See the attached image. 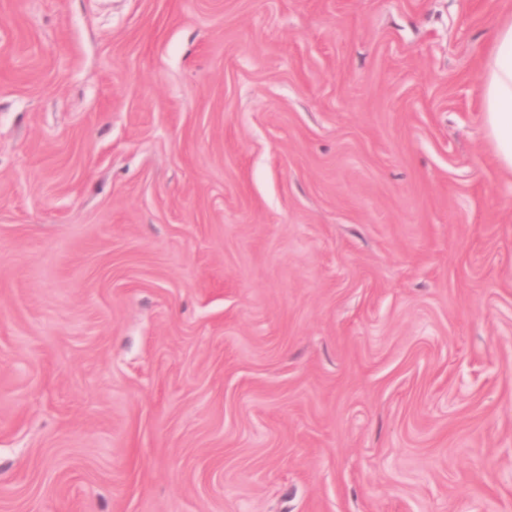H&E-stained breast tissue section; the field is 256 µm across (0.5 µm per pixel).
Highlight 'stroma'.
Here are the masks:
<instances>
[{"label": "stroma", "mask_w": 512, "mask_h": 512, "mask_svg": "<svg viewBox=\"0 0 512 512\" xmlns=\"http://www.w3.org/2000/svg\"><path fill=\"white\" fill-rule=\"evenodd\" d=\"M512 0H0V512H512ZM483 123L502 169L512 171V21L499 25L480 77Z\"/></svg>", "instance_id": "35a3bbf8"}]
</instances>
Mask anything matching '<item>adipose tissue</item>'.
Here are the masks:
<instances>
[{
  "instance_id": "ef3b65f1",
  "label": "adipose tissue",
  "mask_w": 512,
  "mask_h": 512,
  "mask_svg": "<svg viewBox=\"0 0 512 512\" xmlns=\"http://www.w3.org/2000/svg\"><path fill=\"white\" fill-rule=\"evenodd\" d=\"M483 123L502 169L512 171V21L499 25L480 77Z\"/></svg>"
}]
</instances>
